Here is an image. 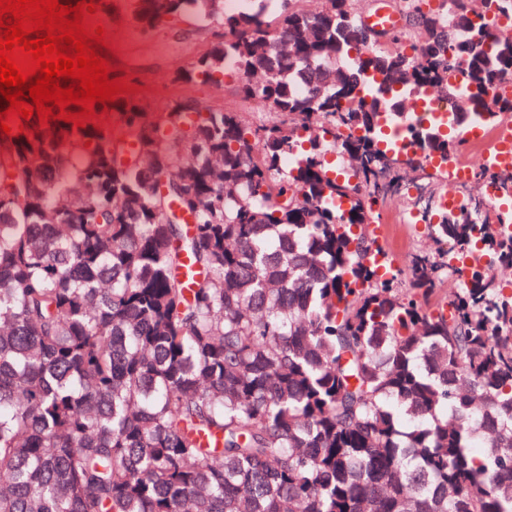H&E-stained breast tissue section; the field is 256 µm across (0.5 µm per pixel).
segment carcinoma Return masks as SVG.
I'll use <instances>...</instances> for the list:
<instances>
[{
    "mask_svg": "<svg viewBox=\"0 0 512 512\" xmlns=\"http://www.w3.org/2000/svg\"><path fill=\"white\" fill-rule=\"evenodd\" d=\"M394 2L408 25L380 43L358 0H136L145 33L190 10L226 33L176 69L168 114L117 101L95 108L119 135L12 128L0 512H512V235L489 227L512 212L429 195L434 249L406 286L369 230L399 155L422 170L461 151L435 121L395 147L404 91L446 97L460 69L456 120L512 115V36L485 22L512 0ZM229 64L276 121L197 110L189 87ZM479 176L512 196V171ZM466 252L486 265L438 296Z\"/></svg>",
    "mask_w": 512,
    "mask_h": 512,
    "instance_id": "carcinoma-1",
    "label": "carcinoma"
}]
</instances>
